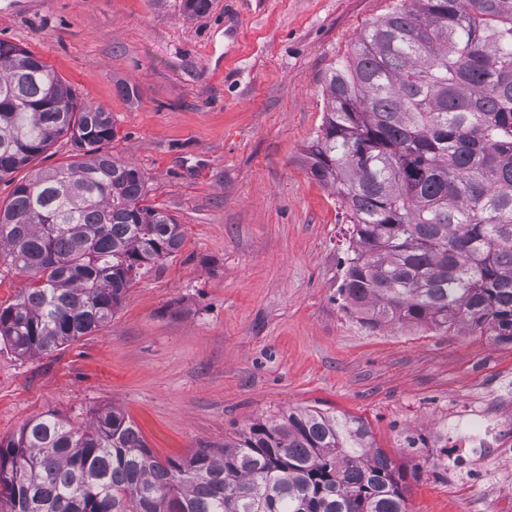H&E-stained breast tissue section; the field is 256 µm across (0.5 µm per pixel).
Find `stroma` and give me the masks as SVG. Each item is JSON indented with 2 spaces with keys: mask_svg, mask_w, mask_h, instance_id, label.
I'll return each instance as SVG.
<instances>
[{
  "mask_svg": "<svg viewBox=\"0 0 512 512\" xmlns=\"http://www.w3.org/2000/svg\"><path fill=\"white\" fill-rule=\"evenodd\" d=\"M181 2L0 0V39L110 112L109 153L184 231L105 327L34 356L0 345V440L37 415L85 427L114 410L164 461L316 409L369 426L408 512H503L479 486L449 489L436 437L449 405L496 397L512 344L363 323L340 294L346 209L310 172L326 76L393 0Z\"/></svg>",
  "mask_w": 512,
  "mask_h": 512,
  "instance_id": "1",
  "label": "stroma"
}]
</instances>
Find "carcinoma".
<instances>
[{
	"label": "carcinoma",
	"mask_w": 512,
	"mask_h": 512,
	"mask_svg": "<svg viewBox=\"0 0 512 512\" xmlns=\"http://www.w3.org/2000/svg\"><path fill=\"white\" fill-rule=\"evenodd\" d=\"M325 92L311 173L353 224L345 299L372 326L512 344V0H398ZM62 137L74 160L0 208V248L30 279L0 304V343L19 356L106 326L183 240L145 175L107 152L110 113L0 41V180ZM403 480L363 421L318 410L164 462L116 411L85 428L34 417L0 441V512H408Z\"/></svg>",
	"instance_id": "obj_1"
}]
</instances>
